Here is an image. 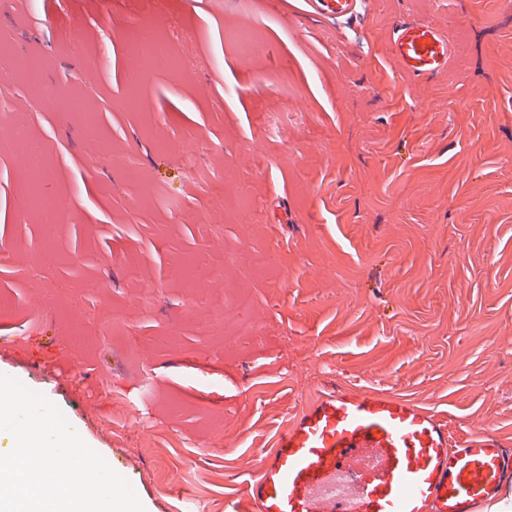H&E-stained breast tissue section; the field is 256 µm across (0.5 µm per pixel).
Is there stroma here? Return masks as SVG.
<instances>
[{
	"label": "stroma",
	"instance_id": "1",
	"mask_svg": "<svg viewBox=\"0 0 512 512\" xmlns=\"http://www.w3.org/2000/svg\"><path fill=\"white\" fill-rule=\"evenodd\" d=\"M409 19L450 34L445 73L394 60ZM136 25L169 35L180 68L128 57ZM244 26L262 34L250 58L224 38ZM0 88L63 203L55 224L23 206L30 165L0 110V374L55 404L146 512H229L330 378L512 442V0L334 18L304 0H8Z\"/></svg>",
	"mask_w": 512,
	"mask_h": 512
}]
</instances>
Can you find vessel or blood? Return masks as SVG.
<instances>
[{
	"instance_id": "b4317fda",
	"label": "vessel or blood",
	"mask_w": 512,
	"mask_h": 512,
	"mask_svg": "<svg viewBox=\"0 0 512 512\" xmlns=\"http://www.w3.org/2000/svg\"><path fill=\"white\" fill-rule=\"evenodd\" d=\"M311 14L357 0H307ZM394 57L416 77L443 72L450 37L402 22ZM512 487V446L459 439L431 409L387 390L332 380L281 434L245 490L254 512H485Z\"/></svg>"
}]
</instances>
